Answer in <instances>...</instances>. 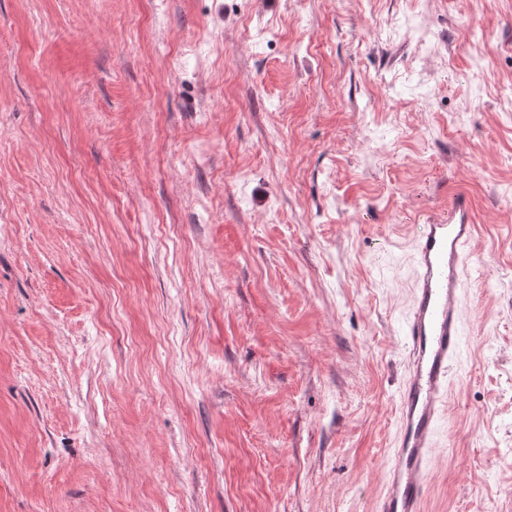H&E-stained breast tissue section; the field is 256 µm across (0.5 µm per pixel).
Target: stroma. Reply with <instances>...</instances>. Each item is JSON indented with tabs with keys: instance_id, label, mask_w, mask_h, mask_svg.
<instances>
[{
	"instance_id": "stroma-1",
	"label": "stroma",
	"mask_w": 512,
	"mask_h": 512,
	"mask_svg": "<svg viewBox=\"0 0 512 512\" xmlns=\"http://www.w3.org/2000/svg\"><path fill=\"white\" fill-rule=\"evenodd\" d=\"M458 191L424 512H512V0H0V512H371Z\"/></svg>"
}]
</instances>
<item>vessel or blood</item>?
I'll use <instances>...</instances> for the list:
<instances>
[{"label":"vessel or blood","instance_id":"obj_1","mask_svg":"<svg viewBox=\"0 0 512 512\" xmlns=\"http://www.w3.org/2000/svg\"><path fill=\"white\" fill-rule=\"evenodd\" d=\"M477 233L471 197L454 194L414 240L406 379L387 486L374 512H423L437 429L451 396L464 327V276Z\"/></svg>","mask_w":512,"mask_h":512}]
</instances>
